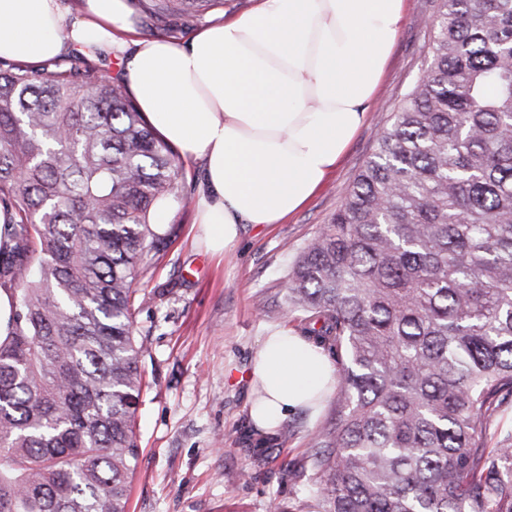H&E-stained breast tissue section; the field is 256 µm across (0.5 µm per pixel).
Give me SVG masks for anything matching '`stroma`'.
Wrapping results in <instances>:
<instances>
[{"label":"stroma","instance_id":"35a3bbf8","mask_svg":"<svg viewBox=\"0 0 512 512\" xmlns=\"http://www.w3.org/2000/svg\"><path fill=\"white\" fill-rule=\"evenodd\" d=\"M437 0H406V13L367 119L322 189L281 224H246L225 255L198 241L194 201L203 164L183 161L177 202L166 224L178 233L137 286L134 314L145 341L144 386L136 412L140 448L128 512H317L307 492L310 432L324 417L297 413L263 437L250 415L251 360L269 331L294 326L284 307L288 268L340 207L428 63L427 22ZM255 0H224L204 20L153 16L129 0L144 37L188 38L204 24L250 9Z\"/></svg>","mask_w":512,"mask_h":512}]
</instances>
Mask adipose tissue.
<instances>
[{
  "mask_svg": "<svg viewBox=\"0 0 512 512\" xmlns=\"http://www.w3.org/2000/svg\"><path fill=\"white\" fill-rule=\"evenodd\" d=\"M406 0H256L187 42L136 37L127 0H0V56L25 64L76 48L127 53L121 73L141 112L183 158L203 161L202 239L225 252L238 226L278 224L322 187L365 123ZM249 414L264 435L316 414L336 365L289 327L265 336L250 371Z\"/></svg>",
  "mask_w": 512,
  "mask_h": 512,
  "instance_id": "ef3b65f1",
  "label": "adipose tissue"
}]
</instances>
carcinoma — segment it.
Returning a JSON list of instances; mask_svg holds the SVG:
<instances>
[{
    "label": "carcinoma",
    "mask_w": 512,
    "mask_h": 512,
    "mask_svg": "<svg viewBox=\"0 0 512 512\" xmlns=\"http://www.w3.org/2000/svg\"><path fill=\"white\" fill-rule=\"evenodd\" d=\"M428 26L427 67L288 270L284 304L336 364L320 512H512V431L490 433L512 404V0H438ZM181 178L108 64L0 57V512H127L136 283Z\"/></svg>",
    "instance_id": "cac0c4a2"
}]
</instances>
